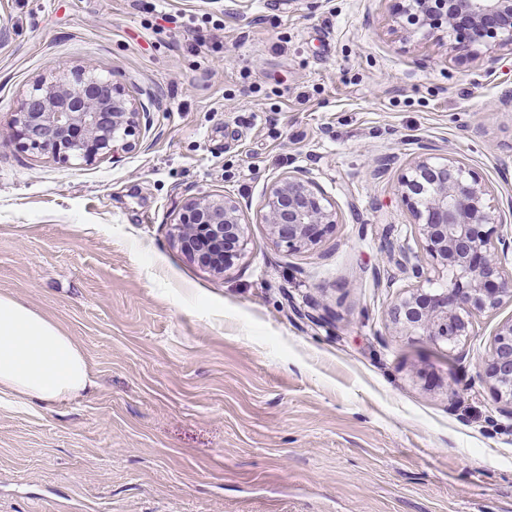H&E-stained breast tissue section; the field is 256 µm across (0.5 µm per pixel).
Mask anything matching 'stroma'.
<instances>
[{
	"label": "stroma",
	"mask_w": 512,
	"mask_h": 512,
	"mask_svg": "<svg viewBox=\"0 0 512 512\" xmlns=\"http://www.w3.org/2000/svg\"><path fill=\"white\" fill-rule=\"evenodd\" d=\"M89 62L139 112L134 149L0 139V293L94 376L0 394V512H512V416L481 368L512 301L455 344L404 335L385 257L420 246L396 188L421 143L479 174L512 237V56L404 39L390 0H0V129ZM299 169L336 223L289 253L263 203ZM192 193L242 211L223 274L177 241Z\"/></svg>",
	"instance_id": "1"
}]
</instances>
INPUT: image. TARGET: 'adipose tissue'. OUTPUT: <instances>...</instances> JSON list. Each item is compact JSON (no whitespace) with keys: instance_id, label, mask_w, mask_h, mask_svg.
Masks as SVG:
<instances>
[{"instance_id":"adipose-tissue-1","label":"adipose tissue","mask_w":512,"mask_h":512,"mask_svg":"<svg viewBox=\"0 0 512 512\" xmlns=\"http://www.w3.org/2000/svg\"><path fill=\"white\" fill-rule=\"evenodd\" d=\"M93 384L84 352L56 323L0 294V393L60 401Z\"/></svg>"}]
</instances>
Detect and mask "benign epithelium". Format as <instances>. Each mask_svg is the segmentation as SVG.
<instances>
[{
    "label": "benign epithelium",
    "instance_id": "obj_1",
    "mask_svg": "<svg viewBox=\"0 0 512 512\" xmlns=\"http://www.w3.org/2000/svg\"><path fill=\"white\" fill-rule=\"evenodd\" d=\"M392 13L408 37H448V49L474 60L484 51L512 54V0H393ZM137 112L122 86L104 80L92 64L52 80L33 82L9 126V140L67 160L90 162L129 149ZM398 193L415 217L430 264L402 248L388 262L413 281L391 308L403 332L455 344L471 335L474 318L512 299V275L503 260L512 237L497 234L500 215L476 171L420 147L399 179ZM304 170L275 182L264 202V223L290 253L308 250L336 224V212ZM178 239L186 255L215 273L240 259L247 239L238 203L210 195L187 198ZM448 283L434 288L431 271ZM429 287H423V284ZM483 378L512 415V319L502 323L483 360Z\"/></svg>",
    "mask_w": 512,
    "mask_h": 512
}]
</instances>
